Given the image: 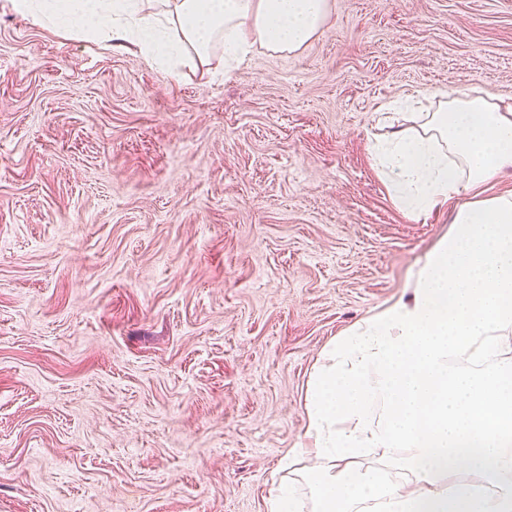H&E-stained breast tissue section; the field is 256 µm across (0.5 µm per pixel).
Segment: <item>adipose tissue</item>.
Returning a JSON list of instances; mask_svg holds the SVG:
<instances>
[{
	"instance_id": "1",
	"label": "adipose tissue",
	"mask_w": 512,
	"mask_h": 512,
	"mask_svg": "<svg viewBox=\"0 0 512 512\" xmlns=\"http://www.w3.org/2000/svg\"><path fill=\"white\" fill-rule=\"evenodd\" d=\"M12 0L40 25L122 41L173 76L224 53V75L256 48L288 56L314 38L329 0ZM431 110L368 146L394 203L413 216L452 204L451 228L412 275V294L357 323L321 355L299 452L312 512H512V192L483 187L512 167V107L427 94ZM411 452L414 488L360 457ZM481 486L461 482L462 472Z\"/></svg>"
}]
</instances>
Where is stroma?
I'll list each match as a JSON object with an SVG mask.
<instances>
[{
	"label": "stroma",
	"mask_w": 512,
	"mask_h": 512,
	"mask_svg": "<svg viewBox=\"0 0 512 512\" xmlns=\"http://www.w3.org/2000/svg\"><path fill=\"white\" fill-rule=\"evenodd\" d=\"M173 77L0 0V512H269L321 352L447 234L368 151L387 102H512V0H330Z\"/></svg>",
	"instance_id": "stroma-1"
}]
</instances>
